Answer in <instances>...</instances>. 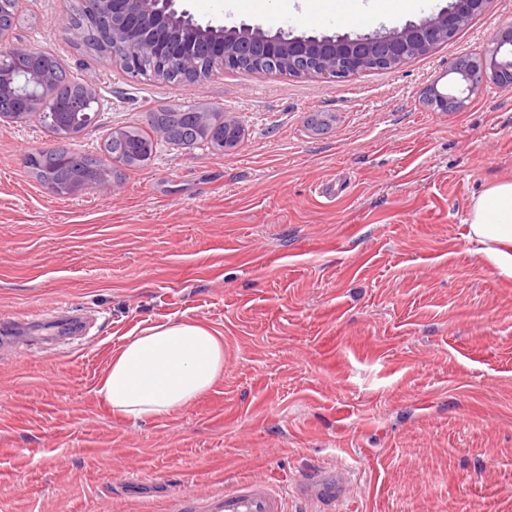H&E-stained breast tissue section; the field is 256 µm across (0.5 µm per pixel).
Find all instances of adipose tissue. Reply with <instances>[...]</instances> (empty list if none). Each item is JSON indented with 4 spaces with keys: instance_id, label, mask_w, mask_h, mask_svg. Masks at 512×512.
Segmentation results:
<instances>
[{
    "instance_id": "adipose-tissue-1",
    "label": "adipose tissue",
    "mask_w": 512,
    "mask_h": 512,
    "mask_svg": "<svg viewBox=\"0 0 512 512\" xmlns=\"http://www.w3.org/2000/svg\"><path fill=\"white\" fill-rule=\"evenodd\" d=\"M469 237L499 273L512 278V182L486 188L471 203ZM224 374V338L194 321L150 326L128 337L97 392L113 414L167 417L210 391Z\"/></svg>"
}]
</instances>
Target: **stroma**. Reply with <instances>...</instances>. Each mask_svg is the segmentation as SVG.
Returning a JSON list of instances; mask_svg holds the SVG:
<instances>
[{"label":"stroma","mask_w":512,"mask_h":512,"mask_svg":"<svg viewBox=\"0 0 512 512\" xmlns=\"http://www.w3.org/2000/svg\"><path fill=\"white\" fill-rule=\"evenodd\" d=\"M452 0L356 26L351 0H179L202 25L353 36L418 23ZM81 0H20L13 44L92 81L108 135L165 107L234 118L239 144L155 138L107 185L50 193L27 165L56 139L0 121V315L57 305L87 335L0 353V512H194L239 483L289 491L346 468L335 512H512V279L469 237L473 198L512 181V89L454 112L451 65L512 23L491 0L412 63L344 80L214 69L130 79L62 32ZM192 320L222 334L224 375L169 417L114 415L96 384L127 338Z\"/></svg>","instance_id":"obj_1"}]
</instances>
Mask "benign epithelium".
<instances>
[{"mask_svg":"<svg viewBox=\"0 0 512 512\" xmlns=\"http://www.w3.org/2000/svg\"><path fill=\"white\" fill-rule=\"evenodd\" d=\"M490 0H453L448 9L415 24L385 33L351 37L268 35L246 26L206 27L177 7V0H92L87 30L102 45L112 48L129 77L166 79V73L179 68L196 76L201 59L183 51V44L207 39L205 49L213 65L226 70H256L272 64V71L292 76L317 75L345 79L369 70L405 66L428 53L438 44L452 40ZM34 50L15 45L0 50V103L9 106L10 115L24 120L43 112H81L85 124L93 125L99 102L93 100V82L86 83L81 99L67 94L50 98L40 93H22L15 85V63L21 54ZM452 70L466 83L472 95L488 85L512 88V25L501 28L485 51L475 57L456 60ZM435 112L461 108L466 98L448 95L433 87L427 96Z\"/></svg>","mask_w":512,"mask_h":512,"instance_id":"benign-epithelium-1","label":"benign epithelium"}]
</instances>
